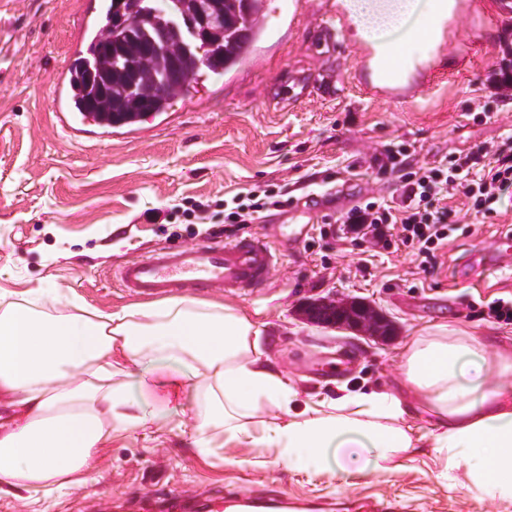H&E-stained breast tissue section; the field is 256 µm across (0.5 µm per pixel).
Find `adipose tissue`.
Returning a JSON list of instances; mask_svg holds the SVG:
<instances>
[{"label":"adipose tissue","instance_id":"obj_1","mask_svg":"<svg viewBox=\"0 0 512 512\" xmlns=\"http://www.w3.org/2000/svg\"><path fill=\"white\" fill-rule=\"evenodd\" d=\"M351 39L375 55L403 56L433 13L455 0H336ZM53 288L0 303V398L13 415L0 426V496L36 495L85 483L114 430L160 428L162 416L135 400L132 380L160 360L166 384L205 396L198 427L225 441L274 448L291 469L393 472L432 453L436 475L464 466L467 487L512 503V390L493 375L512 373V347L452 329L415 337L403 352L405 385L364 387L301 400L265 356L257 314L172 298L46 317ZM279 411L275 422L264 408Z\"/></svg>","mask_w":512,"mask_h":512}]
</instances>
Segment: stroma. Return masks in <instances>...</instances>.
Here are the masks:
<instances>
[{
	"label": "stroma",
	"mask_w": 512,
	"mask_h": 512,
	"mask_svg": "<svg viewBox=\"0 0 512 512\" xmlns=\"http://www.w3.org/2000/svg\"><path fill=\"white\" fill-rule=\"evenodd\" d=\"M290 0H271L251 55L235 71L210 75L169 111L134 130L71 140L51 119L54 79L86 53L105 21V0H0V295L26 299L54 288L105 312L133 305L116 267L162 246L224 239L223 224H191V204L220 213L224 201L271 188L288 198L247 230L275 227L279 260L266 287L237 296L207 294L262 314L264 352L301 391L340 395L345 386L398 389L403 349L414 337L447 325L486 340H512V325L482 317L487 302L512 299V189L492 214L466 216L442 264L427 275L406 251L377 253L371 239L350 241L341 216L376 197L395 205L397 173L376 155L406 146L414 164L431 163L512 136V96L492 86L504 50L512 51V16L487 24L501 0H461L462 10L429 74L415 89L369 96L364 47L339 30L330 52L310 51L325 0H307L292 19ZM335 72L336 100L288 110L278 93L291 73ZM349 180L347 197L337 183ZM321 197L309 224L290 207ZM355 297L394 326L379 342L301 321L300 308L322 297ZM135 398L166 417L160 432H116L86 484L41 495L49 512H106L167 486L188 497L290 495L324 512H512V504L465 485L463 467L436 478L422 457L392 473L310 472L288 468L274 448H246L212 436V450L193 453L198 405L173 391L133 386Z\"/></svg>",
	"instance_id": "obj_1"
}]
</instances>
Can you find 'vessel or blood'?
Listing matches in <instances>:
<instances>
[{
  "instance_id": "1",
  "label": "vessel or blood",
  "mask_w": 512,
  "mask_h": 512,
  "mask_svg": "<svg viewBox=\"0 0 512 512\" xmlns=\"http://www.w3.org/2000/svg\"><path fill=\"white\" fill-rule=\"evenodd\" d=\"M321 37L318 48L330 49L336 43L338 21L326 12L318 24ZM405 79L400 61L386 58L380 68V89L397 88ZM336 95V77L326 72L314 77L294 80L293 87L283 93L284 101L303 103L311 98L330 99ZM52 112L60 126L75 139L82 138L88 125L82 116L71 112L63 99V82L55 80ZM276 260L270 234L249 235L229 243L160 247L147 255L128 260L117 269V280L127 293L156 298L178 290H213L245 294L263 287ZM165 512H287L286 500L273 497L210 496L201 499L182 496L175 490L163 497L147 496L139 500L137 512H152L156 504Z\"/></svg>"
}]
</instances>
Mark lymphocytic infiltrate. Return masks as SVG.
Listing matches in <instances>:
<instances>
[{"instance_id":"obj_1","label":"lymphocytic infiltrate","mask_w":512,"mask_h":512,"mask_svg":"<svg viewBox=\"0 0 512 512\" xmlns=\"http://www.w3.org/2000/svg\"><path fill=\"white\" fill-rule=\"evenodd\" d=\"M381 168L400 171L404 200L392 206L369 201L342 218L354 234L372 236L384 250L404 248L418 259L423 272H433L438 252L455 232L448 222V202L462 197L475 214L493 213L502 192L512 188V147L477 148L434 166H411L406 150L387 154ZM273 190L234 195L224 204V231L232 235L253 223L270 205Z\"/></svg>"}]
</instances>
